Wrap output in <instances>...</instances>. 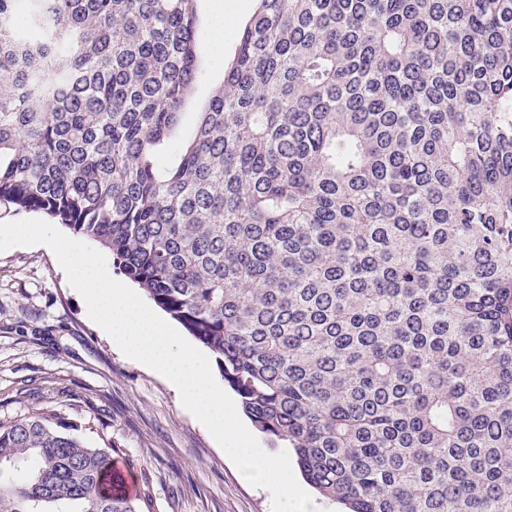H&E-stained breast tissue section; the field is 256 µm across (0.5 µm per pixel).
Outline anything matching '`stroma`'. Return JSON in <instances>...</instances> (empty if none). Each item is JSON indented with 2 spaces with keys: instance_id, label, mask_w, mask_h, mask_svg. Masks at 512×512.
<instances>
[{
  "instance_id": "stroma-1",
  "label": "stroma",
  "mask_w": 512,
  "mask_h": 512,
  "mask_svg": "<svg viewBox=\"0 0 512 512\" xmlns=\"http://www.w3.org/2000/svg\"><path fill=\"white\" fill-rule=\"evenodd\" d=\"M255 0H198L200 77L180 128L221 82ZM237 13L215 39L218 17ZM48 409L88 446L112 451V469L133 480L142 512H271L267 489L243 482L207 429L159 373L128 358L93 323L52 252H0V423Z\"/></svg>"
}]
</instances>
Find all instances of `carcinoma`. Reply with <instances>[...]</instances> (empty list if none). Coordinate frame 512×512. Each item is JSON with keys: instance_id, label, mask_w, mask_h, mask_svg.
Masks as SVG:
<instances>
[{"instance_id": "obj_1", "label": "carcinoma", "mask_w": 512, "mask_h": 512, "mask_svg": "<svg viewBox=\"0 0 512 512\" xmlns=\"http://www.w3.org/2000/svg\"><path fill=\"white\" fill-rule=\"evenodd\" d=\"M197 0H0V205L206 347L343 512H512V0H256L179 160ZM0 512H140L52 411ZM19 219H40V220L46 221V222L52 224L53 226H55L60 232H62L67 237L74 239V240H80L75 235H73L72 231L67 226H65L63 224H59L55 219L51 218L50 216L46 215L45 213L30 212V211H25V210L15 211L13 208H11L9 210V209H5L3 206L1 207L0 222L1 221L19 220ZM80 241H82V240H80ZM82 242L89 244L91 247L100 251L105 256L107 268L112 272V278H114L115 280L125 284L126 286H128L129 288L134 290L158 316H160L162 319H164L166 322H168L170 325H172L191 345H193L195 348L200 350L202 353H204L208 357V359L210 361V367H211L213 376H214L217 384L232 398V400L234 401V403L236 405L237 413H238L241 421L244 423V425L247 427V429L256 437V439L260 443L261 447L266 452H268L270 454H275V453H278V452L284 450L283 448H271L269 443L267 442V440L254 429V427L252 426L249 419L242 413V411L239 407L236 395L229 388L224 386V380L218 373L210 353L202 345H200L198 342H196L192 337L188 336V334L185 332V330L182 328V326L178 322H176L174 319H172L168 314H166L164 311H162L160 308H158L151 300H149L147 298V296L145 295V293L143 292V290L141 288H139V286L137 284H135L130 279H128L126 276H124V274L121 273L120 270L118 269V266H116V264L113 262L112 255L109 252L101 249L100 247H98L97 245H95L93 243H90L87 241H82Z\"/></svg>"}]
</instances>
